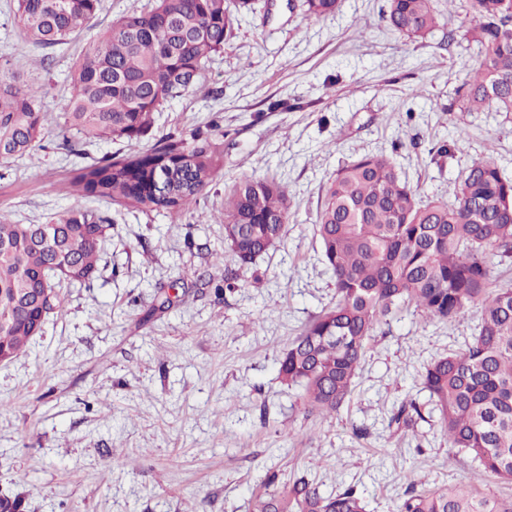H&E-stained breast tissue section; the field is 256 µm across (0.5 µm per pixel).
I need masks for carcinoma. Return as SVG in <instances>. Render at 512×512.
<instances>
[{"label":"carcinoma","mask_w":512,"mask_h":512,"mask_svg":"<svg viewBox=\"0 0 512 512\" xmlns=\"http://www.w3.org/2000/svg\"><path fill=\"white\" fill-rule=\"evenodd\" d=\"M18 21L42 48L64 46L91 28L101 0H15ZM255 0H154L94 37L69 75L61 104L66 126L86 139L139 143L154 138L163 107L188 94L224 49L239 15ZM479 48L477 64L458 91L460 110L512 112V0H468ZM307 16L325 18L338 0H303ZM385 18L399 33L424 38L438 27L433 0H388ZM40 96L0 78V161L44 149ZM217 144L155 138L143 151L115 152L74 170L82 198L139 212H182L214 180ZM318 224L323 260L336 303L314 316L278 360V378L303 389L313 410L333 416L347 402L375 325L404 306L429 321H455L479 307L477 333L459 353L430 361L420 376L440 414L450 447L484 471L512 480V288H491L484 251L512 258V178L490 158L473 162L451 197L419 198L385 154L341 166L323 188ZM288 195L275 179L244 178L224 197V251L217 264L244 268L281 243L289 223ZM110 218L75 206L44 224H15L0 215V347L16 357L46 321L35 300L12 302L29 288L54 289L47 313L63 309L62 284L93 280L108 241ZM425 420L414 399L390 417L398 429ZM252 500V512H368L354 485L325 493L304 476ZM397 512H512V500L481 494L461 479L417 489L412 479Z\"/></svg>","instance_id":"1"}]
</instances>
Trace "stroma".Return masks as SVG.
<instances>
[{"mask_svg": "<svg viewBox=\"0 0 512 512\" xmlns=\"http://www.w3.org/2000/svg\"><path fill=\"white\" fill-rule=\"evenodd\" d=\"M434 5L438 27L411 39L384 19L387 0H339L319 20L298 0H258L192 91L163 108L156 135H208L222 167L185 212L105 207L112 230L95 279L63 285V314L0 365V490L23 512H249L269 470L328 493L357 485L369 512H394L410 473L429 487L468 476L512 497V482L449 447L438 419L405 434L389 426L403 401H426L424 366L465 349L478 307L451 322L409 308L381 321L335 416L308 412L300 389L277 378L281 351L336 301L314 226L339 167L387 154L425 199L449 197L488 152L512 177V113L456 102L478 56L464 37L468 6ZM89 38L41 65L13 0H0V76L43 87L48 114V149L0 163V213L17 223H45L78 201L59 102ZM278 100L289 110L271 111ZM252 176L287 185L289 224L224 294L218 210Z\"/></svg>", "mask_w": 512, "mask_h": 512, "instance_id": "1", "label": "stroma"}]
</instances>
